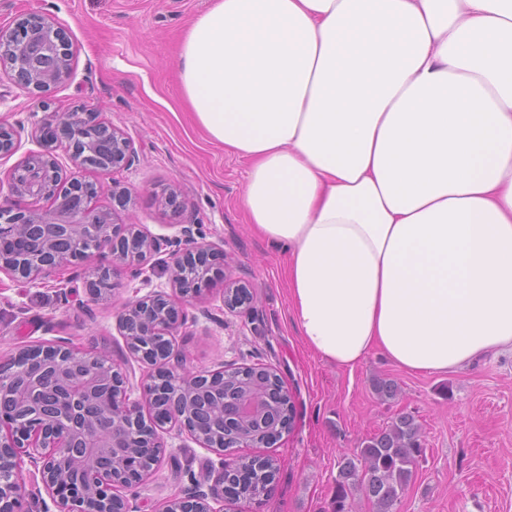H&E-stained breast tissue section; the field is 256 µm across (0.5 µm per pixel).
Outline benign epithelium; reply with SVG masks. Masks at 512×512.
Instances as JSON below:
<instances>
[{"instance_id": "benign-epithelium-1", "label": "benign epithelium", "mask_w": 512, "mask_h": 512, "mask_svg": "<svg viewBox=\"0 0 512 512\" xmlns=\"http://www.w3.org/2000/svg\"><path fill=\"white\" fill-rule=\"evenodd\" d=\"M75 53L71 32L38 9L14 23L0 25V81L34 99L69 83ZM29 150L0 178V273L34 287L67 267L81 265L89 250L108 249L112 266L87 282L92 298L105 291L100 280L118 271L148 281L155 265L148 258L165 255L173 294L163 289L129 302L117 326L129 351L149 368L145 402L131 398L126 376L105 351L91 355L58 344L24 346L0 360V512H30L22 494L24 459L38 470L42 487L57 512H129L122 489L135 488L158 463V431L176 425L207 448L224 451V435L241 448L271 445L295 424V403L280 377L255 364L184 374L172 364L174 336L185 325V306L209 296L224 282L222 301L231 312L253 311L246 283L232 278L224 251L195 239L191 225L179 235L157 237L137 224L118 222L131 194L117 183L80 181L63 173V165L42 146L55 144L75 167L105 166L128 170L136 162L133 141L119 127L91 109L52 112L35 125ZM21 132L0 121V157L14 155ZM112 197V211L94 201ZM162 205L180 217L185 203L169 189ZM243 297V303L231 297ZM253 385L241 389L244 372ZM153 410V417L143 407ZM270 458L243 457L222 462L211 472L208 490L197 485L173 499L165 512H214L207 499L219 495L242 499L253 476L274 486Z\"/></svg>"}]
</instances>
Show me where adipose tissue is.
Listing matches in <instances>:
<instances>
[{
    "label": "adipose tissue",
    "mask_w": 512,
    "mask_h": 512,
    "mask_svg": "<svg viewBox=\"0 0 512 512\" xmlns=\"http://www.w3.org/2000/svg\"><path fill=\"white\" fill-rule=\"evenodd\" d=\"M180 81L324 360L512 351V0H215Z\"/></svg>",
    "instance_id": "obj_1"
}]
</instances>
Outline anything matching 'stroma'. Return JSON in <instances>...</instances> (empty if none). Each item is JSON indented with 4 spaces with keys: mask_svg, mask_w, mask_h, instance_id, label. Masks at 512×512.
Listing matches in <instances>:
<instances>
[{
    "mask_svg": "<svg viewBox=\"0 0 512 512\" xmlns=\"http://www.w3.org/2000/svg\"><path fill=\"white\" fill-rule=\"evenodd\" d=\"M213 0H0V24L38 8L69 27L77 50L71 81L45 100L0 83V119L32 128L48 112L82 105L100 112L132 139L138 159L114 173L76 170L78 178L128 187L132 202L120 212L156 236L179 228L155 196L175 186L186 203L184 221L204 241L223 249L233 276L253 296L251 315L225 310L221 293L189 306L174 339L183 372L262 364L284 382L296 405L291 433L261 456L277 464L272 494L261 504L225 502L223 512H324L336 491L338 463L398 411L421 425L426 453L401 498L398 512H512V354L472 362L448 375H415L372 353L355 369L323 360L300 335L291 314L280 254L248 224L242 198L244 161L225 151L197 122L180 87V49L194 18ZM112 261L93 252L72 272L33 287L0 273V359L26 345L65 343L107 351L121 366L132 396L147 368L126 348L116 317L126 302L168 288L167 274L151 283L126 273L113 278L111 294L92 299L86 283ZM395 379L400 394L379 401L373 377ZM159 463L127 495L131 512H164L176 494L203 481L239 448L215 451L187 433L164 430Z\"/></svg>",
    "mask_w": 512,
    "mask_h": 512,
    "instance_id": "1",
    "label": "stroma"
}]
</instances>
